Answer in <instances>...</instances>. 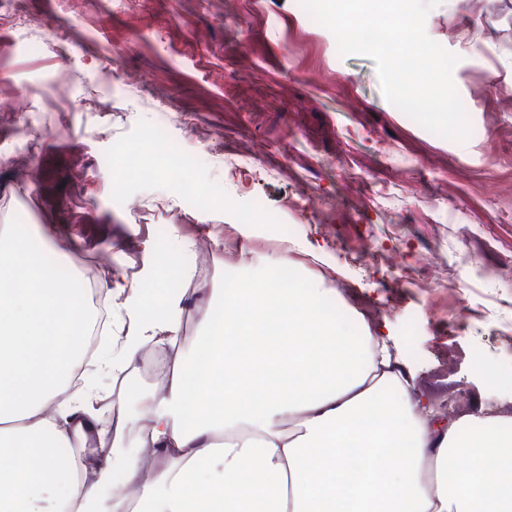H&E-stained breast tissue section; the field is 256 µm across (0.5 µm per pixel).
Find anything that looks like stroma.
<instances>
[{
	"label": "stroma",
	"instance_id": "obj_1",
	"mask_svg": "<svg viewBox=\"0 0 512 512\" xmlns=\"http://www.w3.org/2000/svg\"><path fill=\"white\" fill-rule=\"evenodd\" d=\"M1 13L15 17L0 25V74L18 109L0 112V225L53 265L103 257L131 280L148 272L147 245L163 244L195 274L176 283L193 311L218 307L243 254L279 255L246 215L287 212L294 287L335 289L323 310L354 334L392 329L433 419L448 421L436 394L459 380L473 409L512 406V0H440L427 16L428 36L459 58L462 142L387 101L374 61L339 55L299 0H0ZM91 85L106 104L79 110ZM158 129L193 156L203 196L194 223L167 217L159 231L143 214L189 202L153 151ZM124 151L147 172L118 174ZM19 156L35 179H17ZM229 162L262 180H226ZM228 226L233 243L198 268L200 240Z\"/></svg>",
	"mask_w": 512,
	"mask_h": 512
}]
</instances>
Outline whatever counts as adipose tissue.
I'll return each mask as SVG.
<instances>
[{
  "label": "adipose tissue",
  "mask_w": 512,
  "mask_h": 512,
  "mask_svg": "<svg viewBox=\"0 0 512 512\" xmlns=\"http://www.w3.org/2000/svg\"><path fill=\"white\" fill-rule=\"evenodd\" d=\"M115 273L109 297L137 318L98 357L104 375L175 341L187 311L174 267ZM224 318L201 330L162 386L110 416L74 387L91 320L84 291L0 227V512H512V418L471 414L433 429L395 336L351 335L320 309L327 290L284 288L243 256ZM147 430H140L141 419Z\"/></svg>",
  "instance_id": "adipose-tissue-1"
}]
</instances>
